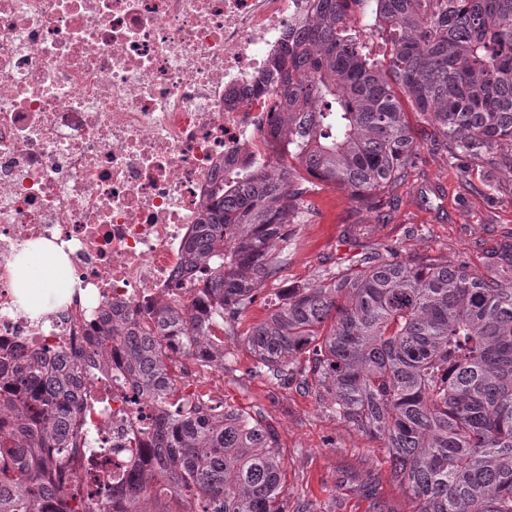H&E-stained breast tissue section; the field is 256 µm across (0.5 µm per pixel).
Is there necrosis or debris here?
<instances>
[{"mask_svg":"<svg viewBox=\"0 0 512 512\" xmlns=\"http://www.w3.org/2000/svg\"><path fill=\"white\" fill-rule=\"evenodd\" d=\"M309 0H0V358L95 360L105 320L192 303L186 243L225 173L271 164L273 61ZM71 284L30 317L11 286L28 242ZM79 431L145 447L151 402L93 377Z\"/></svg>","mask_w":512,"mask_h":512,"instance_id":"4bbe7bcc","label":"necrosis or debris"}]
</instances>
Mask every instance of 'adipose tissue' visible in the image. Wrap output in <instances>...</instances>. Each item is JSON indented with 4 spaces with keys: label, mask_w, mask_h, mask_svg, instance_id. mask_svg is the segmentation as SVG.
<instances>
[{
    "label": "adipose tissue",
    "mask_w": 512,
    "mask_h": 512,
    "mask_svg": "<svg viewBox=\"0 0 512 512\" xmlns=\"http://www.w3.org/2000/svg\"><path fill=\"white\" fill-rule=\"evenodd\" d=\"M50 248L42 242H30L22 247L13 263V286L24 310L38 316L56 302L60 286V269L64 257L50 258Z\"/></svg>",
    "instance_id": "obj_1"
}]
</instances>
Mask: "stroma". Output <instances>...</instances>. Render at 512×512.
<instances>
[{
    "label": "stroma",
    "instance_id": "35a3bbf8",
    "mask_svg": "<svg viewBox=\"0 0 512 512\" xmlns=\"http://www.w3.org/2000/svg\"><path fill=\"white\" fill-rule=\"evenodd\" d=\"M407 120L418 145L409 177L354 203L346 189L311 179L306 219L288 227L287 249L265 295L224 329L225 407L265 420L283 455L288 508L296 512H412L391 476L380 443L349 425L327 401L298 382L260 372L244 338L268 314L266 295L313 281L366 256L409 260L421 255L484 268L512 244V176L452 156L416 112Z\"/></svg>",
    "mask_w": 512,
    "mask_h": 512
}]
</instances>
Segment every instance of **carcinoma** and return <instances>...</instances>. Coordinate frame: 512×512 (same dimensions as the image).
<instances>
[{"instance_id":"carcinoma-1","label":"carcinoma","mask_w":512,"mask_h":512,"mask_svg":"<svg viewBox=\"0 0 512 512\" xmlns=\"http://www.w3.org/2000/svg\"><path fill=\"white\" fill-rule=\"evenodd\" d=\"M277 67L282 108L271 134L295 164L248 170L224 183L184 259L206 278L196 306L164 305L148 319L105 326L156 415L143 465L73 439L86 369L0 361L19 423L0 428V512H94L93 484L76 466L125 491L122 512H287L278 439L263 420L205 402L170 405L172 355L224 368L214 331L255 302L309 211L299 171L364 205L405 180L417 145L403 103L454 154L492 168L512 147V0H372L387 63L364 51L349 15L361 0H311ZM245 337L257 368L313 386L347 424L389 450L414 512H512V279L430 256L342 269L285 288Z\"/></svg>"}]
</instances>
